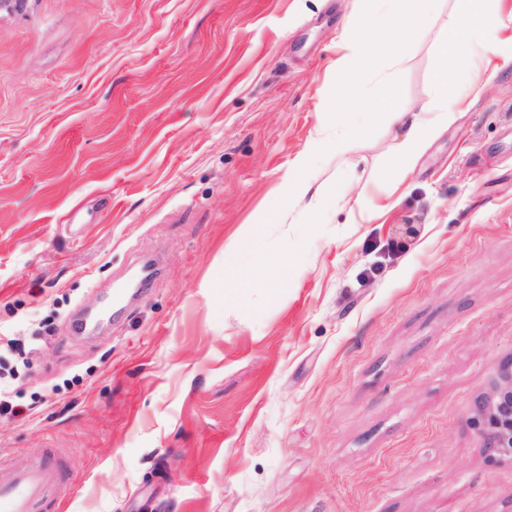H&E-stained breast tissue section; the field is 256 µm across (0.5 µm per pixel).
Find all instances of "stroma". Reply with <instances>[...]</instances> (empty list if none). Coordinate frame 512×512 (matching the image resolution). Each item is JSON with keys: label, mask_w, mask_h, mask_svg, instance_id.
<instances>
[{"label": "stroma", "mask_w": 512, "mask_h": 512, "mask_svg": "<svg viewBox=\"0 0 512 512\" xmlns=\"http://www.w3.org/2000/svg\"><path fill=\"white\" fill-rule=\"evenodd\" d=\"M486 5L495 54L458 49L463 110L398 188L404 129L371 104L429 100L452 0L367 59L343 161L310 143L377 0L0 12V336L29 350L0 455L53 449L62 512H512V457L472 424L512 359V0ZM147 261L138 301L73 334Z\"/></svg>", "instance_id": "1"}]
</instances>
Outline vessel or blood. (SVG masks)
<instances>
[{
    "label": "vessel or blood",
    "instance_id": "1",
    "mask_svg": "<svg viewBox=\"0 0 512 512\" xmlns=\"http://www.w3.org/2000/svg\"><path fill=\"white\" fill-rule=\"evenodd\" d=\"M69 491L64 471L54 458L25 465L0 459V512H45Z\"/></svg>",
    "mask_w": 512,
    "mask_h": 512
}]
</instances>
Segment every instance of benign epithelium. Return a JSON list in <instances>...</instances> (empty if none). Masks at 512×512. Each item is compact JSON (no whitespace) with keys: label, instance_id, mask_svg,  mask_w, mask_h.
Returning a JSON list of instances; mask_svg holds the SVG:
<instances>
[{"label":"benign epithelium","instance_id":"benign-epithelium-1","mask_svg":"<svg viewBox=\"0 0 512 512\" xmlns=\"http://www.w3.org/2000/svg\"><path fill=\"white\" fill-rule=\"evenodd\" d=\"M474 423L488 451L497 456L512 455V361L498 372L475 414Z\"/></svg>","mask_w":512,"mask_h":512}]
</instances>
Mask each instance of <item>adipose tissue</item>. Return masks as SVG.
Returning <instances> with one entry per match:
<instances>
[{"label": "adipose tissue", "instance_id": "obj_1", "mask_svg": "<svg viewBox=\"0 0 512 512\" xmlns=\"http://www.w3.org/2000/svg\"><path fill=\"white\" fill-rule=\"evenodd\" d=\"M388 9L378 14L366 12L350 24L349 40L367 43L372 54H393L408 45L415 34L426 28L427 6L431 0H386ZM492 27L494 20L486 13L485 0H454L449 15L447 35L435 51L431 102L418 112L395 107L391 101H380L376 107L385 122L406 126L407 132L389 157L382 172L383 179L393 186L403 184L413 164L424 152L428 142L452 123L462 108L456 78L449 72V57L459 47L470 45L471 32L477 24ZM361 70L352 62L340 68L325 97L323 112L328 121L346 130L337 138L335 150L345 155L357 146L352 104L360 89Z\"/></svg>", "mask_w": 512, "mask_h": 512}]
</instances>
